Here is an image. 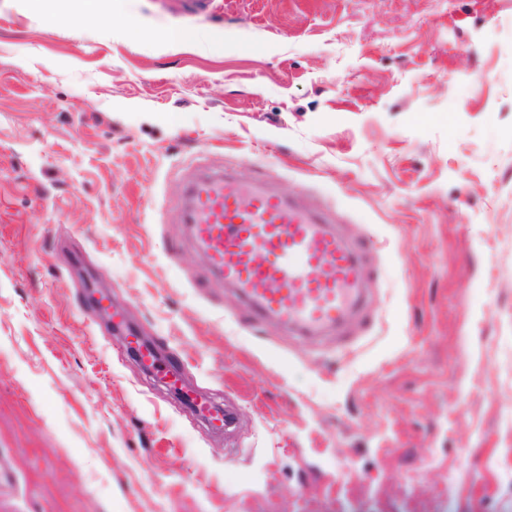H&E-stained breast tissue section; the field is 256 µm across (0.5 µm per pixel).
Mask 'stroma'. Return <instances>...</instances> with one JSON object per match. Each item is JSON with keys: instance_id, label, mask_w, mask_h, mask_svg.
Masks as SVG:
<instances>
[{"instance_id": "35a3bbf8", "label": "stroma", "mask_w": 512, "mask_h": 512, "mask_svg": "<svg viewBox=\"0 0 512 512\" xmlns=\"http://www.w3.org/2000/svg\"><path fill=\"white\" fill-rule=\"evenodd\" d=\"M199 164L360 240L345 332L253 322L171 217ZM348 503L512 512V0H0V512Z\"/></svg>"}]
</instances>
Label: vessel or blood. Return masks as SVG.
I'll list each match as a JSON object with an SVG mask.
<instances>
[{
  "label": "vessel or blood",
  "mask_w": 512,
  "mask_h": 512,
  "mask_svg": "<svg viewBox=\"0 0 512 512\" xmlns=\"http://www.w3.org/2000/svg\"><path fill=\"white\" fill-rule=\"evenodd\" d=\"M176 213L257 321L315 337L344 330L361 312L362 249L337 234L330 214L271 186L203 168L186 177Z\"/></svg>",
  "instance_id": "vessel-or-blood-1"
}]
</instances>
